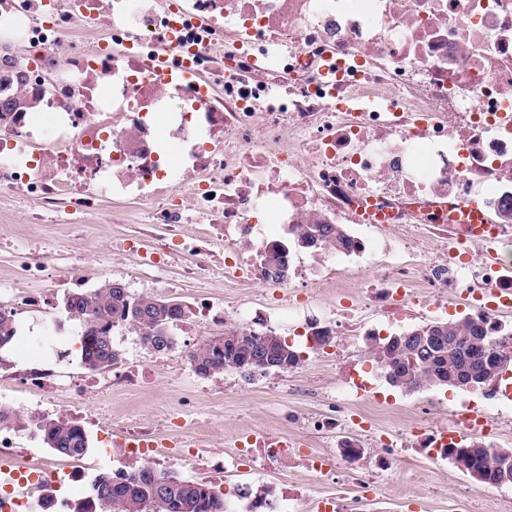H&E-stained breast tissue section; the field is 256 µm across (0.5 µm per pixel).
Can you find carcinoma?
Listing matches in <instances>:
<instances>
[{"label": "carcinoma", "mask_w": 512, "mask_h": 512, "mask_svg": "<svg viewBox=\"0 0 512 512\" xmlns=\"http://www.w3.org/2000/svg\"><path fill=\"white\" fill-rule=\"evenodd\" d=\"M316 236L345 246L348 239L339 225L316 224L307 227L305 240ZM262 260L265 275L273 278L275 270L284 266L283 252L272 248ZM63 308L70 318L83 325L81 360L93 371H105L121 357L112 339L114 324L125 322L139 328L144 343L162 352L174 347L170 326L182 316V308L174 300L145 294L132 297L106 281L93 290H79L66 296ZM491 327L484 318L468 319L451 326L437 321L416 328L373 348L388 382L406 392L422 387L455 388L454 378L473 371L488 385L499 378L498 360L487 352ZM196 373L203 376L227 369L244 378L256 373L278 370L286 363L299 364L298 351L282 337L264 336L243 330H228L210 337L191 352ZM35 427L43 443L67 456L83 455L89 439L78 425L59 419L37 417ZM448 458L461 470L483 484L498 487L506 476H512L507 463L512 462V448H489L480 443L465 448L448 449ZM87 494L95 512H225L223 494L212 486L180 478L174 474L157 475L142 470L127 482H116L102 474L91 481Z\"/></svg>", "instance_id": "1"}]
</instances>
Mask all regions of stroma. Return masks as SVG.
Returning a JSON list of instances; mask_svg holds the SVG:
<instances>
[{
  "mask_svg": "<svg viewBox=\"0 0 512 512\" xmlns=\"http://www.w3.org/2000/svg\"><path fill=\"white\" fill-rule=\"evenodd\" d=\"M127 232V225L104 224L91 229L88 237L78 244L87 288H95L104 281L95 262V253L101 241L121 240ZM209 294L227 310H247L249 322L255 327L262 324L270 313V303L265 299L264 289L260 286L245 290L230 280L218 279L213 282ZM224 380L231 383V391L221 397H200L198 408L223 429L228 439L248 428L278 430L280 410L308 414L318 408L317 401L295 399L287 387L269 388L264 378L247 380L228 372ZM194 388V382L184 379L158 380L143 386L135 398L113 397L112 412L120 416L132 413L148 422L171 394L178 391L190 392ZM469 400L479 403L483 396L478 392L451 391L445 388L428 387L415 392L394 388L390 391L387 403H363L359 409L372 419L377 428L400 427L407 430L415 424L421 407L429 408L430 423L439 426L447 423L450 414L459 411L463 402ZM401 467L411 473L413 483L408 486L398 479L382 481L381 506L384 512H412L416 507L421 512H512V486H486L448 462L441 468H432L420 453L412 449L402 452ZM283 481L304 487L309 493L298 512H313V497L339 492L348 496L352 493L344 472H337L335 478L326 479L298 464L269 471L257 479L256 485L260 488L273 487Z\"/></svg>",
  "mask_w": 512,
  "mask_h": 512,
  "instance_id": "35a3bbf8",
  "label": "stroma"
}]
</instances>
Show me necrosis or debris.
<instances>
[{
	"mask_svg": "<svg viewBox=\"0 0 512 512\" xmlns=\"http://www.w3.org/2000/svg\"><path fill=\"white\" fill-rule=\"evenodd\" d=\"M5 26L16 37L0 48V98L28 107L0 114V191L35 211L6 247L0 313L42 315L17 332L37 359L0 373V405L21 406L0 419V512H94L85 457L23 447L35 413L95 430L114 480L181 468L244 512H295L305 493L251 497L242 475L291 460L325 477L341 467L373 498L400 449L439 463L487 431L491 414L457 411L445 430L422 420L376 438L369 458L351 408L381 393L356 363L317 412H284L280 430L243 433L224 454L195 394L171 395L150 423L114 417L113 394L191 376V360L149 349L104 374L78 367L52 301L81 285L82 258L66 240L43 246L38 227L141 220L143 236L99 247L104 274L127 253L162 288L186 257L187 334L238 324L208 296L213 280L264 284L276 322L301 324L305 361L320 337L358 335L367 306L395 331L430 315L501 325L512 315V0H0ZM165 44L159 77L150 60ZM105 197L136 210L103 215ZM310 224L342 225L349 246L303 245ZM275 246L298 282L261 272ZM312 281L333 291L328 306ZM305 430L338 437L339 453L312 450Z\"/></svg>",
	"mask_w": 512,
	"mask_h": 512,
	"instance_id": "obj_1",
	"label": "necrosis or debris"
}]
</instances>
